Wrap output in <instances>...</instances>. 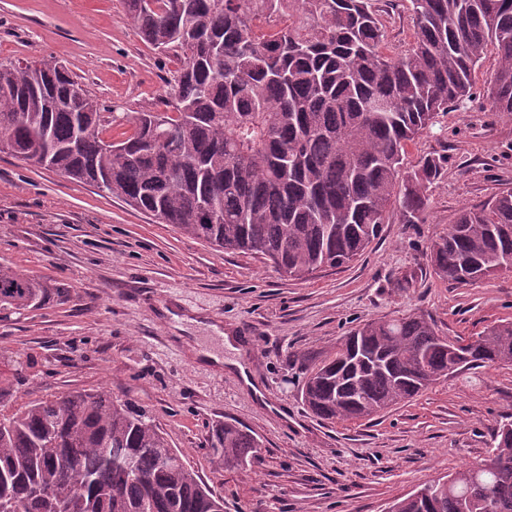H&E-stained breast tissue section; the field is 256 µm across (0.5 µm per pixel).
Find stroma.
I'll return each instance as SVG.
<instances>
[{
  "instance_id": "obj_1",
  "label": "stroma",
  "mask_w": 512,
  "mask_h": 512,
  "mask_svg": "<svg viewBox=\"0 0 512 512\" xmlns=\"http://www.w3.org/2000/svg\"><path fill=\"white\" fill-rule=\"evenodd\" d=\"M55 60L120 117L162 109L179 60L144 43L121 0H0V61ZM445 157L425 218L390 213L356 261L305 281L250 253H224L93 186L0 153V263L47 286L0 321L7 411L106 390L147 411L224 512H386L423 484L487 459L512 415V365L462 369L370 421L328 424L303 405L305 364L370 320L420 314L476 337L512 321V273L440 279L429 246L466 207L512 186V115L483 94L438 113L405 169ZM236 332V349L222 331ZM206 350L241 363L255 397ZM260 443L247 469L209 451L224 422Z\"/></svg>"
}]
</instances>
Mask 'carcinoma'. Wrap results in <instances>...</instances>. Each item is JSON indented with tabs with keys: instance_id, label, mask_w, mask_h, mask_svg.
Returning <instances> with one entry per match:
<instances>
[{
	"instance_id": "obj_1",
	"label": "carcinoma",
	"mask_w": 512,
	"mask_h": 512,
	"mask_svg": "<svg viewBox=\"0 0 512 512\" xmlns=\"http://www.w3.org/2000/svg\"><path fill=\"white\" fill-rule=\"evenodd\" d=\"M142 40L182 59L163 115L117 117L59 63H0V153L90 184L226 252L260 255L307 280L360 257L393 206L419 224L445 159L403 172L405 147L435 115L472 97L488 48L486 95L512 113V0H411L414 38L391 50L372 0H122ZM439 277L476 284L512 266V187L463 209L430 245ZM47 287L0 264V312L35 307ZM512 365V322L454 357L416 315L368 321L307 369L318 419L350 422L410 400L463 369ZM480 464L423 486L390 512H512V416ZM214 457L245 468L259 443L234 423ZM69 455L81 474L66 476ZM147 477H127L128 466ZM38 486L69 489L76 512H224L147 413L107 391L33 401L0 421V512H64Z\"/></svg>"
}]
</instances>
